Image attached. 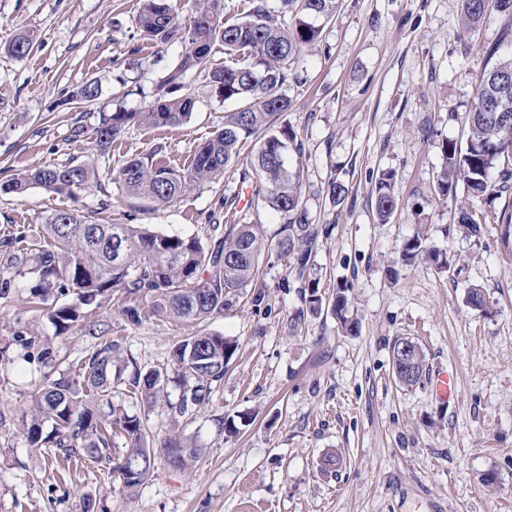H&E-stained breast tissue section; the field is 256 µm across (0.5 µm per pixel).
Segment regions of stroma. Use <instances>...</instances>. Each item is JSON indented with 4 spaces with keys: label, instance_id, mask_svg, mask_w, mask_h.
<instances>
[{
    "label": "stroma",
    "instance_id": "1",
    "mask_svg": "<svg viewBox=\"0 0 512 512\" xmlns=\"http://www.w3.org/2000/svg\"><path fill=\"white\" fill-rule=\"evenodd\" d=\"M140 0H0V185L39 166L92 159L90 131L100 110L139 112L183 46L142 38ZM512 30V12L489 5L466 30L461 0H341L321 38L290 66L282 120L302 144V193L312 223L331 225L315 249L308 274L324 297L347 288L353 333L341 330L330 308L296 319L302 303L286 289L284 261L259 263L260 301L241 298L206 328L234 338L238 349L206 404L193 415L172 412L181 389L169 384L162 405L146 407L132 393L133 369L164 370L173 347L198 326L156 315L146 300L120 295L86 307V318L56 334L27 303L28 281L14 277L0 298V512H512V191L492 202L479 235L456 223V197L435 192L443 140L461 141L462 117L476 100L487 50ZM33 32L31 53L17 59L6 45ZM99 86L96 104H63L83 83ZM186 88L196 99L178 127L131 125L113 142L100 178L70 199L31 187L24 195L0 188V237L39 229L57 209L97 211L112 224H148L165 233L220 238L228 218L262 225L277 240L282 221L252 205L238 172L190 186L172 203L141 209L119 200L111 181L127 160L162 147L170 166L187 168L195 150L224 126L235 101L220 100L201 75ZM85 136L74 137L75 128ZM394 174L400 203L378 223L374 183ZM349 192L331 206V178ZM424 234L447 258L398 269L403 245ZM483 290L487 312L465 303ZM136 307L138 322L126 308ZM108 326L124 377L112 387L114 408L138 415L156 448L151 474L125 490L118 474L49 459L27 439L31 395L45 377L80 365L95 340L87 328ZM417 342L425 355L419 384L399 386L392 371L396 337ZM455 371L457 396L436 399L438 368ZM234 422L237 430L225 432ZM181 433L200 453L189 469L173 467L162 447ZM342 453L335 471L321 469L325 453ZM494 476L486 485V476Z\"/></svg>",
    "mask_w": 512,
    "mask_h": 512
}]
</instances>
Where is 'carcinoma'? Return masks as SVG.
<instances>
[{
	"label": "carcinoma",
	"mask_w": 512,
	"mask_h": 512,
	"mask_svg": "<svg viewBox=\"0 0 512 512\" xmlns=\"http://www.w3.org/2000/svg\"><path fill=\"white\" fill-rule=\"evenodd\" d=\"M340 0H279L271 13L267 0H248L244 16L233 22L223 19L224 0H195V14L181 24L170 0H142L136 25L141 34L158 44L183 45L177 65L159 82L156 98L142 112H100L94 127L97 153L103 157L112 142L131 124L176 127L191 117L196 100L183 92L189 72L203 74L224 100L240 106L224 116V128L196 151L190 166L178 170L162 163V147L127 161L112 177L121 196L146 208L173 202L188 186L213 182L237 163L242 145L258 141L255 157L241 170L240 182L252 189L251 202L269 207L283 220L280 238H265L259 224H227L224 237L204 242L197 236L164 233L145 224H109L80 214L75 209L57 210L48 216L43 232L8 235L0 239L5 270L30 279L29 301L43 306L56 331L63 333L84 318L82 308L101 303L120 291L151 301L158 314L175 320L205 323L238 302L242 290L255 281L262 257L274 253L287 261L290 272L301 282L299 293L308 311L322 310L324 299L318 285L305 278L319 239L330 232L327 224L311 222L302 198L303 170L287 162L288 155H301V144L288 126H277V116L290 102L282 93L288 81V63L305 45L318 40V19H330ZM486 0H462L466 26L472 28L485 15ZM224 43L226 60L212 62L211 45ZM34 47L32 34L24 31L6 45V51L22 59ZM500 46L489 49L495 59L479 80L476 101L464 117L465 142L441 144L444 165L437 177L436 194L441 199L456 194L458 185L473 197H492L512 190V169L500 167L512 157V56H499ZM99 177L94 163L40 167L0 187L22 195L33 186L73 196L76 190ZM393 174L385 171L375 180V214L382 224L399 208L392 187ZM347 186L336 179L328 184L331 205L344 203ZM457 224L462 234L481 231L475 210L460 207ZM431 261L438 268L447 261L425 244L424 234L405 243L395 263L412 266ZM74 298L58 302L67 294ZM345 287L337 288L331 301L332 314L351 332L355 321L346 316ZM238 344L222 333L205 329L180 341L172 351L173 365L182 382L176 412L186 416L206 402L211 385L224 378ZM115 344L100 341L75 373L48 379L35 390L27 424V438L34 448L51 455L62 454L86 465L113 463L112 439L125 437L128 448L122 459L140 470L132 480L120 468L123 487L132 491L150 475L154 448L136 415L109 409L100 403L112 394ZM425 369L424 355L417 348L409 370L395 381L402 387L417 385ZM169 383L161 370L137 371L130 385L149 407L155 406ZM170 462L186 469L198 449L181 436L165 443Z\"/></svg>",
	"instance_id": "carcinoma-1"
}]
</instances>
